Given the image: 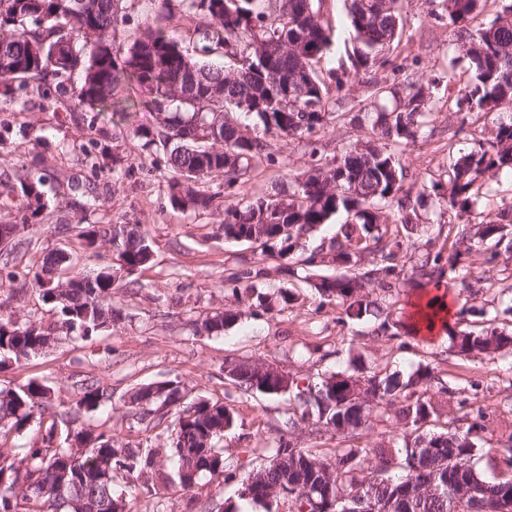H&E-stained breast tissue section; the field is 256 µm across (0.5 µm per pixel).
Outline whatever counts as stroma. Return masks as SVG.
<instances>
[{
  "instance_id": "1",
  "label": "stroma",
  "mask_w": 512,
  "mask_h": 512,
  "mask_svg": "<svg viewBox=\"0 0 512 512\" xmlns=\"http://www.w3.org/2000/svg\"><path fill=\"white\" fill-rule=\"evenodd\" d=\"M428 10V0H403L407 22L399 44L389 52L394 68L381 74L387 81L407 78L431 86L434 94L436 108L429 117L426 138L407 147L402 156L408 181L417 186L444 173L458 150H470L476 140L489 137L498 122L497 113L475 110L467 122H460L455 105L459 87L449 84L446 77L455 55L456 33L448 24L428 17ZM321 11L332 33V45L320 63L325 71L337 67L350 48V21L343 0H323ZM373 92L362 75L353 78L342 92V107L319 134L327 158L371 140V123L362 108L370 103ZM69 112V103L63 99L32 107L0 98V121L10 127L8 139L0 145V172H12L36 157L46 172L63 184L71 176L88 173L80 161L82 145L93 139L109 146L111 153L120 157L123 171L116 174L108 167L98 171L99 198L86 221L145 225L153 260L120 279L113 290L112 299L123 307L126 317L114 323L111 332L86 340H61L40 355L0 365V389L18 388L33 379L47 381L54 406L69 412L73 428L99 432L108 427L114 440L140 443L149 449L168 446L170 429L144 430L127 418L120 405L111 420H103L78 407L80 386L88 379L96 381L119 404L121 397L139 384L179 380L188 397H205L234 408L236 425L225 434L221 446L226 460L247 472L264 463L268 448L276 445L275 426L283 418L288 400L238 396L224 379L226 357L260 358L298 378L343 371L367 374L380 369L407 375L419 365L439 361L451 391L443 416L485 415L488 429L475 465L483 475L495 476L491 462L500 441L512 434V350L470 361L453 356L446 338L423 342L372 335L370 323L345 319L335 302L320 298L303 279L291 281L278 273V259H263L255 245L216 235L215 228L223 223L229 203L223 194V179L209 184L216 195L210 210L174 209L169 203L167 179L157 170L154 154L143 150L125 120L104 113L91 132L71 121ZM270 144L274 164L263 162L251 170L239 186L242 194L274 193L281 186L282 175L307 172L306 139L274 137ZM508 203L512 204V171L504 169L490 174L476 209L491 220ZM73 220L64 195H57L43 223L23 232L25 246L17 253L18 263L35 268L44 254L64 251L71 255L75 270L87 275L116 264L117 253L110 243L101 242L89 250L76 236L59 233V225ZM258 262L270 270L263 292L273 294L291 286L299 290L301 302L281 312L249 314L248 302L239 301L232 293L233 276ZM471 269L487 282L483 293L473 300V308L497 315L502 324L512 323V294L505 290L506 278L512 275V253L490 242L480 244ZM238 310L242 318L225 326L223 334L194 335L192 322L199 316ZM0 311L21 324L54 318L50 306L32 289L17 295L11 288L0 289ZM239 488V483L215 478L161 500L143 484L116 482L129 512H155L161 502L167 512H191L198 499L231 501L240 512H266L262 505L240 500Z\"/></svg>"
}]
</instances>
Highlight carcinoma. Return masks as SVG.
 <instances>
[{
  "label": "carcinoma",
  "mask_w": 512,
  "mask_h": 512,
  "mask_svg": "<svg viewBox=\"0 0 512 512\" xmlns=\"http://www.w3.org/2000/svg\"><path fill=\"white\" fill-rule=\"evenodd\" d=\"M124 0H0V97L23 92L43 102L52 95L69 97L73 121L93 130L100 115L119 107L124 119L143 114L149 124L132 132L142 148L156 155L158 168L171 174L169 201L174 209L207 211L215 195L206 182L224 177L227 195L257 160L274 162L269 138L313 136L331 115V93L341 92L351 76L375 74L389 65V48L403 34L402 0H387L386 11L369 13L372 0H347L358 43L349 63L326 73L316 64L331 45V32L320 13L321 0H178L190 23L179 39L168 30L172 0L160 7L133 42L117 45L125 22ZM485 0H431L441 11L428 12L448 25L472 20ZM448 69L456 79V62L466 63L474 87L458 99V107L501 112L491 138L477 141L448 165L443 178L406 185L402 162L433 111L431 87L414 83H381L370 108L376 142L350 147L329 162L317 142L308 143L309 168L290 181L288 190L265 196H243L224 209L217 234L246 238L268 258H280L282 273L323 267L326 256L339 263L338 275H320L312 286L342 306L350 320L367 319L377 336H415L411 315L390 320L401 288L456 293L473 298L484 289L479 277L457 280L471 264L476 242L490 241L512 252V207L497 220L479 223L470 233L460 220L475 209L485 176L512 171V0H503L494 21L467 32ZM220 56L234 62L240 77L214 68L203 59ZM81 75L78 86L73 75ZM197 80V94L179 98L176 86L186 77ZM90 107L88 115L77 111ZM246 112L255 129L243 139L229 117ZM46 173L21 168L0 179V208L17 207L21 223L43 222L48 209ZM69 204L85 214L98 197V187L78 178L67 182ZM432 206L448 215L441 245L429 239L418 249L414 240L421 212ZM343 212L346 220L329 239L314 240L317 229ZM72 230L88 247L108 241L118 258L135 272L146 266L153 250L140 224H87ZM267 269L255 264L239 271L234 282L251 295ZM31 283L43 303L56 310L57 321L23 325L0 315V349L18 360L29 358L62 338L83 339L121 320L112 302L116 281L102 271L89 277L70 267L69 256L50 252L37 268L19 267L11 254L0 263V285ZM375 284L382 296H372ZM235 315L215 312L195 320V334H221ZM497 317L475 333L447 325L451 349L460 359L491 356L512 349V330L496 326ZM224 379L241 394L288 396L278 443L270 460L248 472L250 493L241 499L267 508L288 504V512H502L512 503V436L499 451L500 477L488 480L473 466L485 426L467 416L443 423V430L424 428L440 416L436 394H448L447 382L427 365L403 378L375 371L366 376L336 374L300 388L281 390L275 380L259 375L250 358L224 360ZM52 388L31 380L17 390L0 391V430L22 433L39 420L36 437L18 448H0V512H125L115 481L145 480L154 491L189 490L206 475L234 481L237 467L225 461L217 443L236 422L234 409L208 400L186 401L181 386L170 381L138 387L129 397L132 419L154 430L174 417L170 452L116 445L105 431H68L69 446L57 443L59 414L46 394ZM77 405L88 411L113 410L112 394L95 383L82 387ZM395 409V429L377 446L361 444L360 430L379 408ZM331 429L345 445L324 452L287 439L298 426Z\"/></svg>",
  "instance_id": "cac0c4a2"
}]
</instances>
